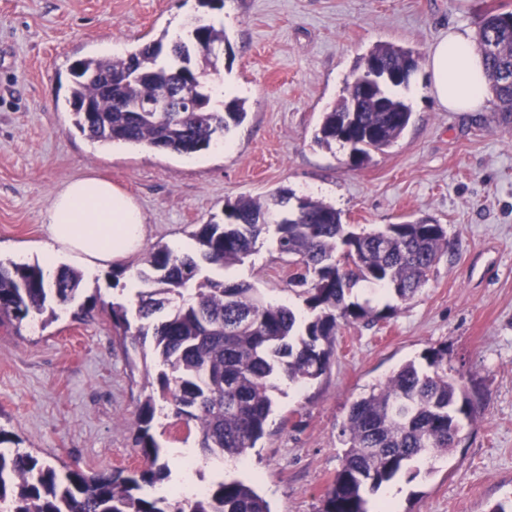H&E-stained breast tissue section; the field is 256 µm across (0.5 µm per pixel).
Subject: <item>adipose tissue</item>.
Instances as JSON below:
<instances>
[{
    "mask_svg": "<svg viewBox=\"0 0 512 512\" xmlns=\"http://www.w3.org/2000/svg\"><path fill=\"white\" fill-rule=\"evenodd\" d=\"M431 92L451 112H476L485 103L487 78L471 27L454 25L430 53ZM48 241L43 264L56 268L58 256L88 271L137 251L144 240L143 216L110 181L85 176L67 184L44 214Z\"/></svg>",
    "mask_w": 512,
    "mask_h": 512,
    "instance_id": "adipose-tissue-1",
    "label": "adipose tissue"
}]
</instances>
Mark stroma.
Wrapping results in <instances>:
<instances>
[{"label":"stroma","mask_w":512,"mask_h":512,"mask_svg":"<svg viewBox=\"0 0 512 512\" xmlns=\"http://www.w3.org/2000/svg\"><path fill=\"white\" fill-rule=\"evenodd\" d=\"M512 0H0V251L35 263L47 239L43 217L69 181L94 174L140 208L145 247L192 252V232L225 201L264 199L280 188L333 206L365 229L430 218L448 230V250L426 284L390 318L340 324L336 353L319 379H279L266 435L244 461L205 460L166 402L151 432L169 454L193 449L192 468L169 462L157 491L185 482L251 484L271 512H320L340 465L351 404L401 365L447 345L448 373L478 403L446 455L419 475L370 494L376 512H489L512 499V124L494 95L480 112H451L430 92V49L459 23L478 28L485 10ZM223 21L230 55L221 81L244 100V122L191 155L142 146L103 147L73 126L70 68L171 31L176 18ZM378 43L416 49L418 65L398 93L412 118L401 137L361 167L350 148L314 141L357 59ZM245 263L218 272L274 303L306 308L285 283L271 240ZM140 254L86 274L97 300L84 317L0 325V428L12 447L57 469L92 474L143 467L132 422L157 393V367L119 342L106 306L136 298ZM394 502H387V495Z\"/></svg>","instance_id":"35a3bbf8"}]
</instances>
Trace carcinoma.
I'll list each match as a JSON object with an SVG mask.
<instances>
[{"label":"carcinoma","mask_w":512,"mask_h":512,"mask_svg":"<svg viewBox=\"0 0 512 512\" xmlns=\"http://www.w3.org/2000/svg\"><path fill=\"white\" fill-rule=\"evenodd\" d=\"M165 37L110 56L89 57L71 67L68 104L76 129L102 146L144 145L190 155L206 150L246 118L238 98L213 101L220 71L212 56L226 42L224 28L196 19L186 36L164 46ZM477 48L483 55L489 87L504 118L512 117V12L487 10ZM419 53L390 43L373 46L358 61L336 105L322 114L315 140L347 144L353 163L390 148L410 123L406 101L391 92L406 87ZM379 65L376 80L367 69ZM112 77L107 90L101 78ZM188 96L196 112H128L169 89ZM93 111H84V106ZM295 195L280 189L260 201H227L223 217L193 233L194 253L167 245L151 247L136 279L134 316L121 303L109 305L123 343L151 353L159 367L156 381L175 417L196 431L205 458L239 460L265 435L281 377L301 384L322 376L335 354L339 322L378 321L394 306L376 309L347 300L360 282L377 286L395 299L413 298L440 255L448 250L443 224L408 221L371 231H353L330 205L301 197L300 211L281 224H262L274 207L286 209ZM273 234L276 250L292 266L288 287L302 298L308 316L261 297L246 282L226 283L204 273L244 263L257 242ZM83 271L61 266L52 276L38 264L0 263V323L22 324L61 306L77 303ZM427 368L403 365L385 383L350 407L342 429L344 450L328 486L321 512H372L367 494L412 464L450 451L451 432L473 420L479 405L448 376V346L429 349ZM156 414L154 396L141 401L134 428L144 468L87 475L64 472L18 448H4L0 430V512H270L267 501L242 481H220L190 498L152 495L166 476L159 448L150 433Z\"/></svg>","instance_id":"carcinoma-1"}]
</instances>
